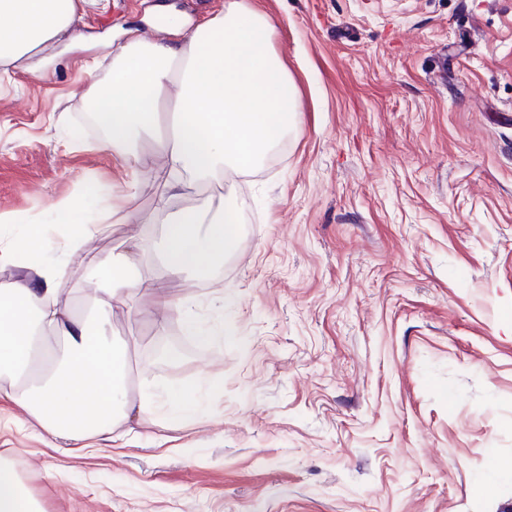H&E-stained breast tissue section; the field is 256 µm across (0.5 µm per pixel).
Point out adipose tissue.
Returning <instances> with one entry per match:
<instances>
[{
    "label": "adipose tissue",
    "instance_id": "ef3b65f1",
    "mask_svg": "<svg viewBox=\"0 0 512 512\" xmlns=\"http://www.w3.org/2000/svg\"><path fill=\"white\" fill-rule=\"evenodd\" d=\"M76 0H0V68L35 58L41 46L70 33ZM275 30L250 0H225L224 8L201 29L177 42L134 40L112 58V80L95 102V116L113 151L132 172L124 204L104 209L97 223L83 224L66 238L65 251L77 249L111 218L134 217L126 204L138 191L139 142L157 138L166 161L154 178L166 188L158 200L164 214L163 261L169 279L194 275L204 281L237 243L239 207L232 194L220 192L194 209H174L172 198L198 187L222 183L225 171L252 168L298 120L292 82L273 53ZM175 90L178 110L166 135L158 133V99ZM44 225L0 230V261L26 266L27 276L0 288V375L8 386L0 399L19 407L52 441L78 437L108 438L114 426L153 408L171 423L197 414L196 391L175 386L163 401L142 393L127 396L128 362L124 346L108 336L112 303L143 286L138 258L146 244L98 261L89 271L94 283L91 317L74 314L56 284L66 271L62 262L44 261ZM156 283L155 322L169 312L185 319L188 335L214 341L198 326L187 298L170 295ZM63 335L67 348L50 359L39 377L28 375L34 341ZM0 512H41L26 492L15 464L0 461Z\"/></svg>",
    "mask_w": 512,
    "mask_h": 512
}]
</instances>
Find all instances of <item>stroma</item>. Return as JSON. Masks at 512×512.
<instances>
[{"mask_svg": "<svg viewBox=\"0 0 512 512\" xmlns=\"http://www.w3.org/2000/svg\"><path fill=\"white\" fill-rule=\"evenodd\" d=\"M224 0H82L78 38L47 42L43 75L0 72V214L55 227L63 199L109 206L129 169L85 113L131 38L178 41ZM292 79L296 126L231 174L239 242L204 283L198 346L179 313L154 325L145 287L112 304L143 384L217 379L171 426L147 414L111 440L52 444L0 400V457L43 512H512V0H255ZM177 17L178 28L167 24ZM135 223L68 259L58 288L91 307L86 272L157 241L164 188L141 148ZM181 331L175 365L152 353Z\"/></svg>", "mask_w": 512, "mask_h": 512, "instance_id": "stroma-1", "label": "stroma"}]
</instances>
